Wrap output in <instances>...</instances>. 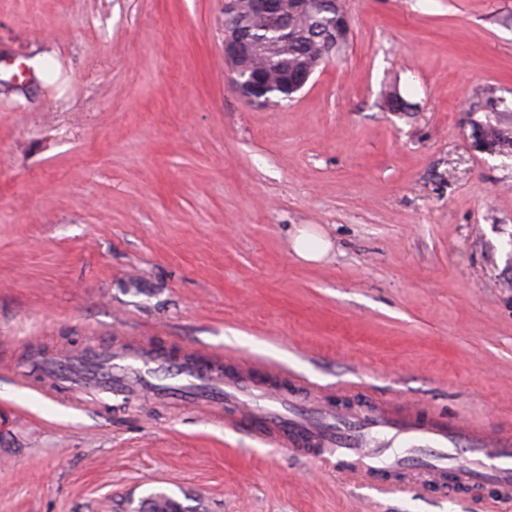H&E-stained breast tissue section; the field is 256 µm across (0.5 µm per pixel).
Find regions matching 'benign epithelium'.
Masks as SVG:
<instances>
[{
  "instance_id": "1",
  "label": "benign epithelium",
  "mask_w": 512,
  "mask_h": 512,
  "mask_svg": "<svg viewBox=\"0 0 512 512\" xmlns=\"http://www.w3.org/2000/svg\"><path fill=\"white\" fill-rule=\"evenodd\" d=\"M336 14V0H224V60L230 66L231 83L243 99L252 100L251 82L245 73L253 59L278 57L288 52V22L314 20L327 26L330 47L319 58L300 65L296 93L304 88L318 68L336 55V46L349 42L348 14Z\"/></svg>"
}]
</instances>
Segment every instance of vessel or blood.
I'll return each instance as SVG.
<instances>
[{"label": "vessel or blood", "instance_id": "obj_1", "mask_svg": "<svg viewBox=\"0 0 512 512\" xmlns=\"http://www.w3.org/2000/svg\"><path fill=\"white\" fill-rule=\"evenodd\" d=\"M42 366L77 394L133 395L147 389L149 372L167 369L174 382L165 386V393L208 403L226 426L291 449L299 458L336 464L349 477L395 471L398 479L387 481L386 487L397 490L407 487L416 470L429 487L450 479L461 488L486 486L496 489L498 499L512 498V432L451 419L417 401H384L358 416L325 401L316 419L287 416L278 410L288 400L287 390L257 384L251 377L256 363L239 361V377L228 379L214 355L180 357L156 344L50 355ZM227 394L236 397L237 405L226 416L222 400Z\"/></svg>", "mask_w": 512, "mask_h": 512}]
</instances>
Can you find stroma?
<instances>
[{
    "label": "stroma",
    "instance_id": "35a3bbf8",
    "mask_svg": "<svg viewBox=\"0 0 512 512\" xmlns=\"http://www.w3.org/2000/svg\"><path fill=\"white\" fill-rule=\"evenodd\" d=\"M345 7L346 50L251 104L224 0H0V512H512L377 490L188 401L39 389L41 354L152 341L512 428V163L470 150L468 113L488 85L512 127V0ZM292 242L294 252L306 262L322 260L332 247L330 240L305 229L299 230ZM178 501L164 493H153L140 500L134 512H188Z\"/></svg>",
    "mask_w": 512,
    "mask_h": 512
}]
</instances>
